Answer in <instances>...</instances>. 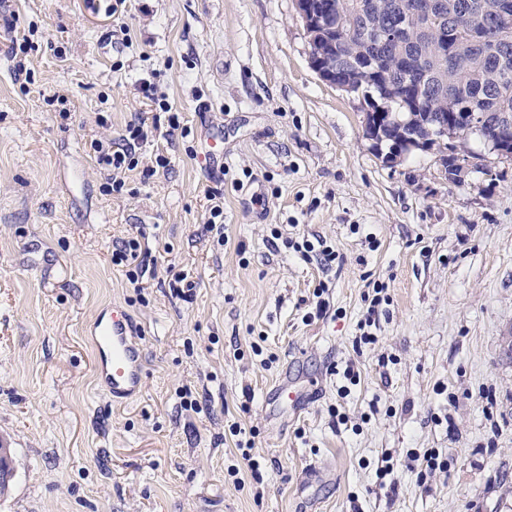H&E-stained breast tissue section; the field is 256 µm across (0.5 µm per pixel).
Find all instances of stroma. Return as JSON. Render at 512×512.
Masks as SVG:
<instances>
[{
	"mask_svg": "<svg viewBox=\"0 0 512 512\" xmlns=\"http://www.w3.org/2000/svg\"><path fill=\"white\" fill-rule=\"evenodd\" d=\"M113 2L0 0L33 44L24 87L0 28V512H512V160L474 137L459 183L433 150L388 164L359 99L312 69L295 0ZM137 119L141 166L109 192L90 143ZM275 228L335 263L272 248ZM131 239L135 285L112 262ZM374 283L388 300L357 350ZM112 305L146 360L125 403L85 341ZM286 374L310 405H266ZM312 464L330 475L303 484Z\"/></svg>",
	"mask_w": 512,
	"mask_h": 512,
	"instance_id": "obj_1",
	"label": "stroma"
}]
</instances>
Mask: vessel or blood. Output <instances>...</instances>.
Here are the masks:
<instances>
[{
  "mask_svg": "<svg viewBox=\"0 0 512 512\" xmlns=\"http://www.w3.org/2000/svg\"><path fill=\"white\" fill-rule=\"evenodd\" d=\"M86 340L95 356V374L103 389L116 401L137 398L143 390L146 368L129 313L112 306L107 315L93 323Z\"/></svg>",
  "mask_w": 512,
  "mask_h": 512,
  "instance_id": "b4317fda",
  "label": "vessel or blood"
}]
</instances>
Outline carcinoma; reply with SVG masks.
<instances>
[{"label": "carcinoma", "mask_w": 512, "mask_h": 512, "mask_svg": "<svg viewBox=\"0 0 512 512\" xmlns=\"http://www.w3.org/2000/svg\"><path fill=\"white\" fill-rule=\"evenodd\" d=\"M312 7L338 28L403 27L382 49L369 35L334 36L336 71L366 67L362 92L400 120L380 145L408 153L412 138H424L422 148L438 150L454 183L462 182L453 170L458 148L472 135L512 157V0H312Z\"/></svg>", "instance_id": "carcinoma-1"}]
</instances>
